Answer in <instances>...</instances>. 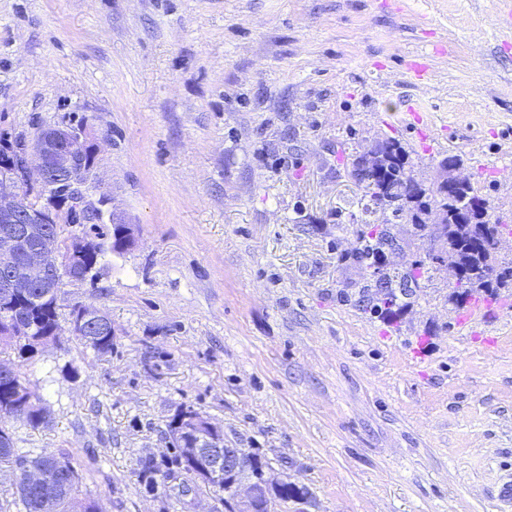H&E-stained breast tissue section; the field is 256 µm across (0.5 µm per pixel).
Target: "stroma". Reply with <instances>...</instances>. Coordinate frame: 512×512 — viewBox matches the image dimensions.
I'll return each instance as SVG.
<instances>
[{"instance_id":"35a3bbf8","label":"stroma","mask_w":512,"mask_h":512,"mask_svg":"<svg viewBox=\"0 0 512 512\" xmlns=\"http://www.w3.org/2000/svg\"><path fill=\"white\" fill-rule=\"evenodd\" d=\"M511 6L0 0V137L86 117L137 240L65 288L110 315L111 354L69 335L27 361L0 347L47 407L39 427L10 423L16 447L69 454L104 512H224L139 478L190 407L308 489L286 512H499L512 310L460 327L443 263L391 322L344 256L386 222L404 243L391 266L420 253L348 176L392 138L426 184L459 156L504 224L496 260H512Z\"/></svg>"}]
</instances>
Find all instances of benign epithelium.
<instances>
[{"mask_svg": "<svg viewBox=\"0 0 512 512\" xmlns=\"http://www.w3.org/2000/svg\"><path fill=\"white\" fill-rule=\"evenodd\" d=\"M101 150L99 135L88 121H61L40 128L33 138L15 146L0 142V293L7 298L39 295L59 301L66 284L81 283L93 269L82 267L85 255L100 248L94 237L71 233L64 249H56L47 235L48 224H84L94 212L108 216L109 223L122 224L126 249L136 245L130 226L104 191L98 165L84 161L90 148ZM90 316L69 308L67 331L85 333ZM168 446L193 448L187 462L190 472L174 479L172 490L188 497L211 480L224 476L230 485L231 512H273L282 502L285 480L260 475L250 468L246 451L231 448L224 431L206 416L178 414L167 434ZM20 479L27 491H44L50 479L43 471L24 466Z\"/></svg>", "mask_w": 512, "mask_h": 512, "instance_id": "benign-epithelium-1", "label": "benign epithelium"}]
</instances>
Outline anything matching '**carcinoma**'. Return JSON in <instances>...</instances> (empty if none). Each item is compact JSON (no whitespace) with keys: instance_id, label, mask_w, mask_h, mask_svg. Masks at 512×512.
I'll list each match as a JSON object with an SVG mask.
<instances>
[{"instance_id":"1","label":"carcinoma","mask_w":512,"mask_h":512,"mask_svg":"<svg viewBox=\"0 0 512 512\" xmlns=\"http://www.w3.org/2000/svg\"><path fill=\"white\" fill-rule=\"evenodd\" d=\"M409 155L395 139L377 142L364 156L353 162L350 172L354 182L360 186L377 208L390 210L397 216L408 218L414 227V235L421 243L430 242L441 231L450 243V262L454 268L456 282L448 300L461 306L475 294L494 296L512 285V262L495 264L496 252L502 225L491 220L488 204L481 201L474 184L461 181L448 189L433 182L426 186L420 183L408 161ZM403 250L400 240L387 224H365L357 231V245L340 260L350 259L368 275L366 287L378 289L372 300L370 311L387 318L396 315L404 307L398 297L411 298L424 274L426 262H445V257L426 252L425 256L413 260L403 271L388 267V255ZM4 304L0 303V347L15 350L22 359H29L37 352V341L53 334L57 326L56 308L47 301L38 306H23L14 319L28 328V342L15 344L4 335L7 325ZM85 348L97 355L112 352L111 327L94 324L88 337L80 339ZM8 413L7 419L33 428L46 421V409L28 386L18 387L11 379H0V411ZM55 453L42 450H22L15 447L10 429L0 424V466L11 469L22 461L38 468H48L54 462ZM185 452L174 449L173 455L161 462H146L139 472L145 486L153 488L158 478H167L181 469ZM81 477L72 471V479L54 485L49 496L43 499L32 493L15 490L10 506L16 512H102L98 504L81 496Z\"/></svg>"}]
</instances>
